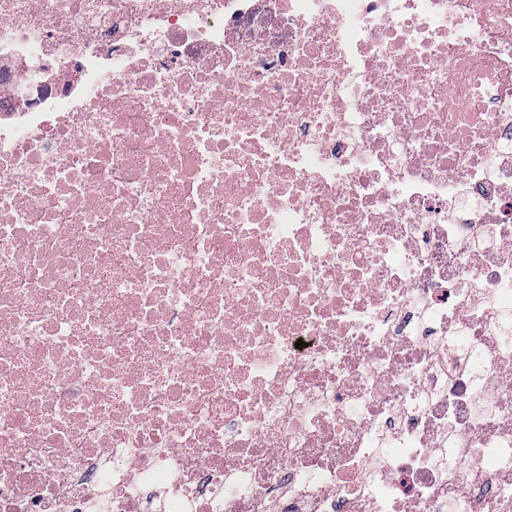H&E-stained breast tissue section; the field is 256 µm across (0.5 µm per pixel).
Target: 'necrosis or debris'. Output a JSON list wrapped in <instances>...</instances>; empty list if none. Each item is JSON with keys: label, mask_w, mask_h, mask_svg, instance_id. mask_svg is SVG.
<instances>
[{"label": "necrosis or debris", "mask_w": 512, "mask_h": 512, "mask_svg": "<svg viewBox=\"0 0 512 512\" xmlns=\"http://www.w3.org/2000/svg\"><path fill=\"white\" fill-rule=\"evenodd\" d=\"M0 512H512V0H0Z\"/></svg>", "instance_id": "necrosis-or-debris-1"}]
</instances>
